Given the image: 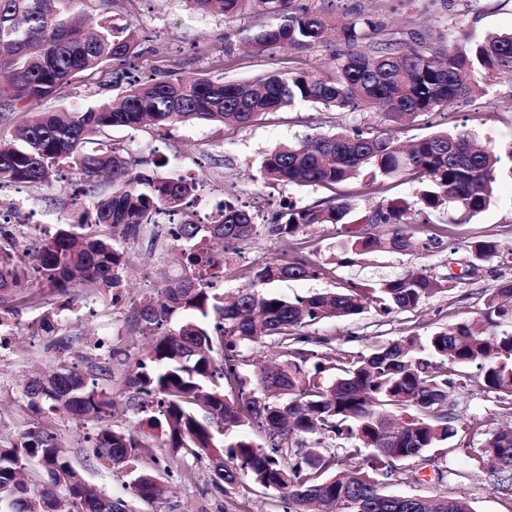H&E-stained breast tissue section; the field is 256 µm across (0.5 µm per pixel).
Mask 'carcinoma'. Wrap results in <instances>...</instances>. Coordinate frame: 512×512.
Listing matches in <instances>:
<instances>
[{
  "label": "carcinoma",
  "mask_w": 512,
  "mask_h": 512,
  "mask_svg": "<svg viewBox=\"0 0 512 512\" xmlns=\"http://www.w3.org/2000/svg\"><path fill=\"white\" fill-rule=\"evenodd\" d=\"M79 0H0V125L35 102L55 99L80 74L111 70L120 84L124 66L140 45L136 28L115 27L104 17L95 28L74 5ZM201 14H235L248 0H186ZM274 21L248 36L258 51L276 45L311 49L323 43L327 18L295 0H258ZM372 16H357L341 29L344 48L327 72L289 71L250 83L184 78L171 71L145 82L127 83L103 107L45 110L0 135V184H39L56 171L81 175L88 210L74 224L42 240L34 258L42 276L58 291L94 288L115 297L123 292L127 257L114 245L120 233L134 236L146 212L157 205L182 210L196 181L177 171L160 177L135 171L127 157L102 140L88 153L84 145L114 127L151 125L158 133L181 123L207 121L247 125L297 103L338 111H378L397 122L416 120L465 98L483 72L512 77V32L483 37L463 34L434 39L414 31L409 41L385 38ZM512 171V146L502 153L478 149L466 132H432L405 149L393 138L368 128L319 134L275 149L264 158V183L336 186L359 177L381 189L398 177L422 185L414 202L418 214L445 211L470 220L492 202L493 184ZM353 213L347 198L324 205H290L269 231L288 242L318 224H347ZM407 210L381 202L360 223L386 224L389 232L354 233L343 241L355 254L409 249ZM256 232L244 206L224 201L223 221L201 224L185 219L172 236L182 268L165 281L163 297L132 307L129 321L155 337L131 366L129 408L145 415L148 429L117 431L106 423L113 401L97 388L90 371L59 363L45 378L27 386L32 406L44 414L65 413L96 426L88 441L93 456L114 467L138 472L135 495L151 501L163 495L158 471L168 461L154 448L212 457L211 482L218 491L240 475L266 491L281 494L282 512H474L462 497L429 500L384 491L379 476L397 477L405 468L439 463L448 454L476 453L491 476L508 490L512 479V429L490 432L480 445L479 428L459 427L448 410V396L464 369L476 368L478 381L512 405V280L485 294L482 324H456L421 335L377 344L365 355L339 353L331 340L303 329L325 319H350L368 310L382 314L419 306L447 285L421 268L374 284H350L337 292L288 298L267 290L285 280L321 275V267L301 258L258 263L235 301L223 303L213 287L224 273V251ZM476 260L497 256L500 243L484 237L469 243ZM28 267L15 255L14 236L0 224V295L21 287ZM57 311L47 309L29 324L32 334L73 349L80 336L54 338ZM180 323L169 329L173 318ZM268 340L285 360L250 375L244 347ZM403 413L395 423L390 413ZM256 425L261 446L242 428ZM337 448H331V445ZM35 460L46 476L40 487L22 474ZM129 512L127 502L111 499L86 481L68 449L48 429L30 431L7 447L0 445V512Z\"/></svg>",
  "instance_id": "carcinoma-1"
}]
</instances>
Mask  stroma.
Returning <instances> with one entry per match:
<instances>
[{
	"label": "stroma",
	"instance_id": "obj_1",
	"mask_svg": "<svg viewBox=\"0 0 512 512\" xmlns=\"http://www.w3.org/2000/svg\"><path fill=\"white\" fill-rule=\"evenodd\" d=\"M317 13L339 25L354 18L356 11L377 15L388 30L406 32L416 29L447 36L460 27L483 35L512 30V0H308ZM113 23L133 24L142 38L140 52L125 67L130 81L147 80L174 69L190 77L220 78L227 82H249L272 72L327 70L340 43L335 33H328L324 44L310 50L274 48L254 53L243 40L271 20L260 0H249L237 15L201 14L189 8L186 0H112ZM232 42V54H225V42ZM106 75L82 73L61 94L50 101L53 109L77 105H99L117 93L108 87ZM481 88L471 97L456 101L436 112L430 121L395 124L377 112H336L320 106L301 104L283 109L245 127H219L210 123H183L167 135H157L152 127L137 129L116 127L109 136L130 160L139 158L157 162L158 175L171 167L187 171L198 189L215 199L239 197L253 215L276 213V204L288 200L302 207L331 199L334 194L350 197L356 215L373 209L380 199L396 203H414L418 183L401 178L392 181L384 196L370 194L364 179H357L338 189L321 185H268L258 179L263 158L274 148L322 134L346 131L353 127L372 128L410 144L431 130H455L462 127L481 146L504 148L512 144V80L483 75ZM79 176L65 171L49 182L15 187H0V210L16 204L34 213L35 223L15 225V251L19 258L31 261L47 231L75 221L83 205ZM347 228L341 224H322L306 229L298 238V249L308 260L320 265L324 276L310 280L274 283L273 291L294 297L336 291L349 283H375L404 276L416 268H426L434 278L447 281L445 292L436 294L417 308L388 315L369 311L349 320H330L309 327L310 335L334 337L337 351L347 354L367 352L371 345L385 343L410 332H428L449 328L480 317L487 291L512 280V174H502L494 186V202L478 218L452 224L446 213L431 216L429 222L415 221L408 234L413 246L397 253L352 255L343 253L339 243ZM490 236L502 245L499 256L486 262H473L469 242ZM128 256L125 273L124 302L112 305L108 295L89 288L71 296L61 295L44 280H28L12 301L15 309L13 332L0 350V442L15 441L23 433L48 428L68 449L75 466L88 481L105 494L128 502L133 512H279L276 493L253 486L249 477L237 485L217 492L212 486L208 458L179 455L178 469L166 484L165 497L143 501L133 491L134 475L92 457L87 440L92 423L57 413H36L26 394L33 377L60 360H72V353L50 346L47 339L31 334L28 325L37 316V304L60 305L72 302V310L62 312L56 329L58 338L84 328L88 340L101 341L93 351L100 388L111 394L116 405L109 422L114 429L138 427L140 417L126 410L123 402L128 364L151 341L150 335L135 329L127 320L131 306L155 299L164 279L178 278L181 268L171 246L168 227L145 224L133 237L121 239ZM279 239L259 230L237 252L226 255L225 298H232L246 282L249 267L281 256ZM459 425L484 424L512 426V410L501 403L477 381L465 382L448 398ZM386 491L397 495L418 494L426 497L463 496L474 512H512V496L500 493L486 470L477 461L451 457L442 464L441 473L432 468L417 476L387 480Z\"/></svg>",
	"mask_w": 512,
	"mask_h": 512
}]
</instances>
